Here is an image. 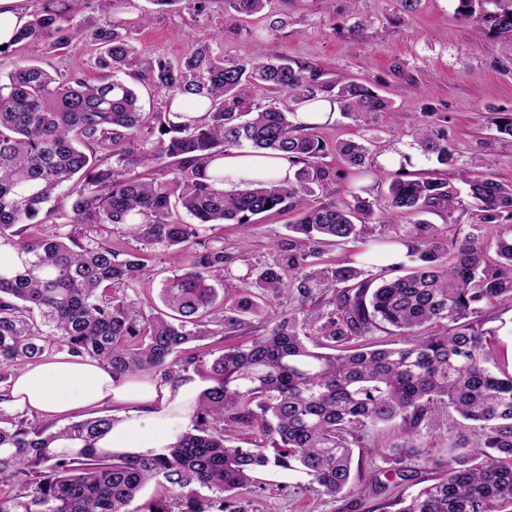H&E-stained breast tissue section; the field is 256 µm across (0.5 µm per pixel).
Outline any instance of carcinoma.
Here are the masks:
<instances>
[{"label":"carcinoma","instance_id":"obj_1","mask_svg":"<svg viewBox=\"0 0 512 512\" xmlns=\"http://www.w3.org/2000/svg\"><path fill=\"white\" fill-rule=\"evenodd\" d=\"M227 2L249 15L268 0ZM458 12L512 33V0H458ZM39 41L93 47L102 77L25 60L0 76V247L14 254L0 261V403L12 370L62 349L115 375L178 383L193 374L203 386L193 428L151 457L96 447L110 415L57 429L0 409V512H247L238 491L257 487L262 469L299 472L320 495L360 496L366 483L353 446L368 429L401 421L405 442L386 457L407 480L417 438L448 425L451 412L479 442L458 440V453L440 463L445 479L379 509L512 512V360L494 353L498 330L479 319L480 305L512 302V183L475 163L460 168L477 223L449 245L423 219L459 202L437 172L398 174L384 211L357 192L351 204L312 206L308 197L336 178L323 159L334 153L361 172L368 148L355 140L329 147L318 125L301 128L291 116L322 102L356 119L388 109L368 87L284 58L226 60L210 44L175 63L140 57L123 21L75 23L69 0H43L12 44ZM128 76L163 93L166 110L141 111ZM280 93L293 106L257 98ZM177 98L204 114L171 111ZM245 144L287 156L294 180L217 188L224 175H208L207 163ZM418 145L442 166L456 162L438 130L421 128ZM62 187L74 196L71 213L52 221L42 208ZM274 210L300 218L270 261L236 276L238 293L224 304L214 283L239 257L209 231L233 224L247 232ZM390 210L415 217L393 240L406 249L400 262L374 274L326 251L364 238ZM485 224L504 229L485 239ZM122 228L137 246L112 240ZM157 251L179 266L162 282L166 311L148 313L139 285ZM253 318L272 328L247 335ZM380 332L401 340L376 348ZM209 338L220 347L202 345ZM246 434L255 436L251 448L236 445ZM61 440L75 446L60 448ZM151 483L161 493L134 505Z\"/></svg>","mask_w":512,"mask_h":512}]
</instances>
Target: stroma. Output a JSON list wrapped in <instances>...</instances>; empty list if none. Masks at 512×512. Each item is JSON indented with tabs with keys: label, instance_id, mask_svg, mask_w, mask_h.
Here are the masks:
<instances>
[{
	"label": "stroma",
	"instance_id": "1",
	"mask_svg": "<svg viewBox=\"0 0 512 512\" xmlns=\"http://www.w3.org/2000/svg\"><path fill=\"white\" fill-rule=\"evenodd\" d=\"M137 10L121 11L131 41L140 55L176 62L196 47L222 34L224 58L251 60L279 57L329 73L339 81L357 80L388 99L391 107L367 121L343 114L321 124L318 135L327 145L346 140L369 144L368 164L380 157L403 159L402 167H385L380 179L363 178L336 156L327 162L336 169L330 193L316 194L312 204L333 199L350 202L351 191L384 204L388 185L397 172L427 176L437 170L434 158L417 145L423 121L443 129L458 162L446 167L448 182L460 187L458 169L474 160L491 163L494 177L512 182V137L499 134L492 117L512 113V35L477 30L457 15L455 0H420L414 12H403L399 0H273L270 9L254 16L231 10L226 0H212L206 14L188 9L181 0L161 7L153 0H136ZM28 59L51 71L99 77L89 48L54 50L36 42L0 51V74L17 60ZM297 218L293 212L261 215L251 235L224 228V250L238 256L239 269L269 260ZM474 439L473 430L453 425L425 432L412 480L388 471L387 449L403 443L398 423L368 431L354 455L364 468L365 481L378 480L386 493L367 491L361 498L330 497L305 491V476L288 470L259 473L265 490L250 496L249 512H378L385 497L409 495L444 474L440 463L452 453L457 437Z\"/></svg>",
	"mask_w": 512,
	"mask_h": 512
}]
</instances>
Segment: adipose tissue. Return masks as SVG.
Instances as JSON below:
<instances>
[{"label": "adipose tissue", "instance_id": "adipose-tissue-1", "mask_svg": "<svg viewBox=\"0 0 512 512\" xmlns=\"http://www.w3.org/2000/svg\"><path fill=\"white\" fill-rule=\"evenodd\" d=\"M208 170L223 173L227 191L253 180L285 183L295 177L286 156L253 150L226 151ZM199 391L195 379L174 386L150 376L119 378L99 361L62 350L16 371L8 406L65 419L78 410L111 405L112 427L99 447L149 456L164 452L192 428Z\"/></svg>", "mask_w": 512, "mask_h": 512}]
</instances>
